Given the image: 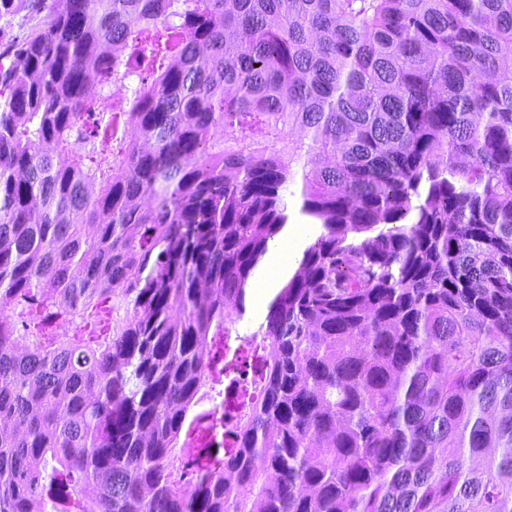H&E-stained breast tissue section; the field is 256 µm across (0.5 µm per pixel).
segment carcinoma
Instances as JSON below:
<instances>
[{"mask_svg": "<svg viewBox=\"0 0 512 512\" xmlns=\"http://www.w3.org/2000/svg\"><path fill=\"white\" fill-rule=\"evenodd\" d=\"M33 2L0 42V512H512V0ZM296 184L323 231L189 502L202 343ZM114 298L104 338L44 335ZM28 0H17V8L11 16L0 18V28L16 39H23L34 30L43 29L47 11L40 14L32 13L27 5Z\"/></svg>", "mask_w": 512, "mask_h": 512, "instance_id": "carcinoma-1", "label": "carcinoma"}]
</instances>
